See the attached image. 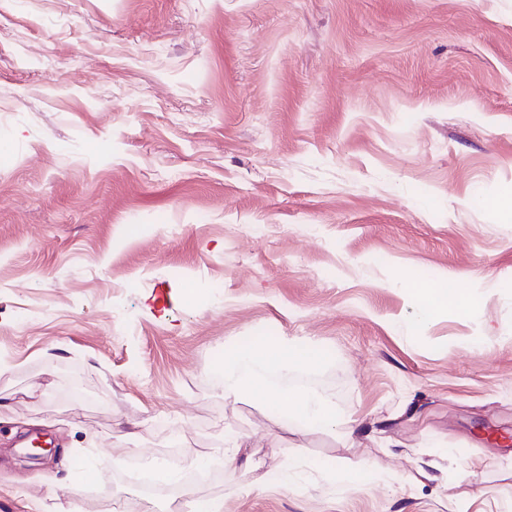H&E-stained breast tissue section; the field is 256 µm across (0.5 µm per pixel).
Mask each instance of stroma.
<instances>
[{
    "label": "stroma",
    "mask_w": 512,
    "mask_h": 512,
    "mask_svg": "<svg viewBox=\"0 0 512 512\" xmlns=\"http://www.w3.org/2000/svg\"><path fill=\"white\" fill-rule=\"evenodd\" d=\"M511 192L512 0H0V512L205 450L224 512H512ZM268 339L335 428L225 399ZM399 283L409 292L418 308V324L447 312L452 306L458 314L474 315L478 303L469 289L458 288L448 284V287L423 279L399 280Z\"/></svg>",
    "instance_id": "stroma-1"
}]
</instances>
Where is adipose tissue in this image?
Here are the masks:
<instances>
[{"label":"adipose tissue","instance_id":"ef3b65f1","mask_svg":"<svg viewBox=\"0 0 512 512\" xmlns=\"http://www.w3.org/2000/svg\"><path fill=\"white\" fill-rule=\"evenodd\" d=\"M418 308V323H425L454 309L457 313L472 315L478 303L469 289L455 285L440 286L423 279H408L403 283ZM320 360L311 350H289L282 343L270 344L261 351L245 349L237 352L224 362V396L237 400L243 391L257 392L263 401L275 410L288 416H295L313 425L330 429L336 425V413L325 399L314 395L277 387L267 374L269 366L288 365L311 366Z\"/></svg>","mask_w":512,"mask_h":512}]
</instances>
